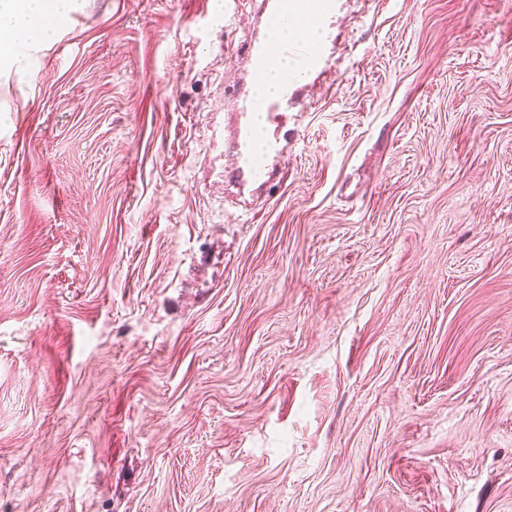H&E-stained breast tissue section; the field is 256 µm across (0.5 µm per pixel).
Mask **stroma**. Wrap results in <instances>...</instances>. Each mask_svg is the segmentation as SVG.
Returning <instances> with one entry per match:
<instances>
[{"label": "stroma", "mask_w": 512, "mask_h": 512, "mask_svg": "<svg viewBox=\"0 0 512 512\" xmlns=\"http://www.w3.org/2000/svg\"><path fill=\"white\" fill-rule=\"evenodd\" d=\"M258 11L77 0L0 78V512H512V0H336L244 199Z\"/></svg>", "instance_id": "1"}]
</instances>
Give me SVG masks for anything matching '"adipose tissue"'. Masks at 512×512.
<instances>
[{
    "instance_id": "1",
    "label": "adipose tissue",
    "mask_w": 512,
    "mask_h": 512,
    "mask_svg": "<svg viewBox=\"0 0 512 512\" xmlns=\"http://www.w3.org/2000/svg\"><path fill=\"white\" fill-rule=\"evenodd\" d=\"M72 0H0V43L8 45V67L25 69L31 51L50 42Z\"/></svg>"
}]
</instances>
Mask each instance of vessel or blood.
Returning a JSON list of instances; mask_svg holds the SVG:
<instances>
[{"label": "vessel or blood", "instance_id": "b4317fda", "mask_svg": "<svg viewBox=\"0 0 512 512\" xmlns=\"http://www.w3.org/2000/svg\"><path fill=\"white\" fill-rule=\"evenodd\" d=\"M266 15L265 31L250 39L245 50L246 74L250 84H257L280 58H291L294 72L273 97L250 94L244 97L235 114L234 146L238 163L229 172L234 183L264 187L283 179L288 145L280 136L299 109V93L312 77L329 65L328 46L336 42V21L331 0H261ZM316 12L325 20L321 41L309 43L298 39L282 42L275 38L278 25L299 23L306 12Z\"/></svg>", "mask_w": 512, "mask_h": 512}]
</instances>
